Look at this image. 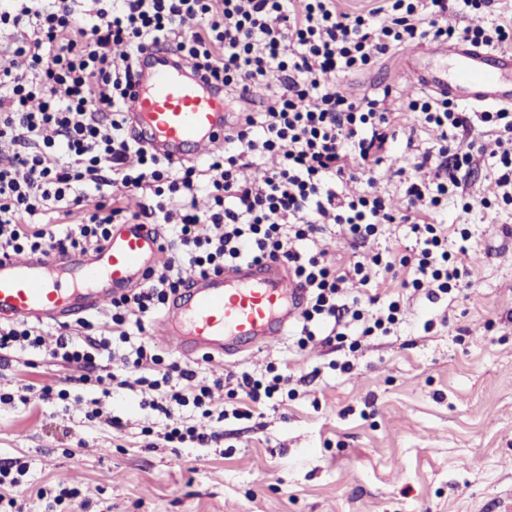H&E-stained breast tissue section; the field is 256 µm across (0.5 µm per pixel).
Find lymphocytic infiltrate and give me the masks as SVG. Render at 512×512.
I'll use <instances>...</instances> for the list:
<instances>
[{"label":"lymphocytic infiltrate","instance_id":"obj_1","mask_svg":"<svg viewBox=\"0 0 512 512\" xmlns=\"http://www.w3.org/2000/svg\"><path fill=\"white\" fill-rule=\"evenodd\" d=\"M383 8L385 24L371 12L338 11L336 0H107L89 14L71 0H10L0 9V26L29 25L38 33L25 45L0 43V88L14 101L12 111L0 114V256L94 251L116 223L178 228L176 238L163 240L144 284L113 298L106 321L60 326L51 354L76 366L80 383L91 382L98 359L113 352L115 338H127L128 326L144 331L146 320L181 293L185 264L203 275L241 261H285L306 290L304 311L291 330L301 351L319 339L345 340L352 321L365 337L388 333L398 322L400 300L366 309L353 289L368 285L376 267L404 268L402 287L432 303L459 284L447 227L415 213L457 195L456 179L432 181L428 174L472 164V150L456 141L476 118L495 134L502 165L479 202L512 200V113L475 118L445 99L411 101L409 111L439 147L396 169L407 202L397 218L366 167L390 156L397 117L386 111L384 95L352 97L341 78L415 40L502 43L512 39V21L490 34L480 26H450L448 0H384ZM160 42L191 58L212 83L265 93L263 109L235 114L205 170L171 161L128 134L136 54ZM21 55L30 59L28 70L14 67ZM270 154L280 158L276 167L264 165ZM245 167L252 168L251 178L241 177ZM149 187L150 198L144 194ZM202 187L211 198L204 211L197 205ZM89 189L101 203L81 223L64 229L29 223L41 211L72 215ZM397 219L409 224L415 239L409 253L361 252L364 241ZM330 225L354 247L342 267L317 245ZM44 348L43 331L31 322L0 324V352ZM119 363L113 384L139 393L143 407L167 419L175 407L188 405L211 416L217 388L262 404L290 382L285 373L261 380L244 372L200 383L194 363L162 364L144 341Z\"/></svg>","mask_w":512,"mask_h":512}]
</instances>
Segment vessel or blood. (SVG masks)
Here are the masks:
<instances>
[{
    "mask_svg": "<svg viewBox=\"0 0 512 512\" xmlns=\"http://www.w3.org/2000/svg\"><path fill=\"white\" fill-rule=\"evenodd\" d=\"M142 73L128 91L133 124L172 160L223 145L230 127L223 96L193 76L192 64L164 43L140 54ZM405 67L424 92L474 107L512 108V50L467 42L433 44ZM161 241L141 224L113 227L90 255L78 252L0 258V320L58 322L97 311L138 285L160 254ZM169 306L163 342L184 358L200 350L229 359L253 346L272 347L302 311L304 291L280 260L248 261L205 277Z\"/></svg>",
    "mask_w": 512,
    "mask_h": 512,
    "instance_id": "1",
    "label": "vessel or blood"
}]
</instances>
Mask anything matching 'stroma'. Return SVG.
Listing matches in <instances>:
<instances>
[{"label":"stroma","instance_id":"stroma-1","mask_svg":"<svg viewBox=\"0 0 512 512\" xmlns=\"http://www.w3.org/2000/svg\"><path fill=\"white\" fill-rule=\"evenodd\" d=\"M343 84L355 97L391 88L395 157L434 149L408 110L420 91L399 52ZM494 139L478 121L463 135L486 154L456 170L463 196L430 215L469 233L468 253L452 255L464 287L434 304L404 295L390 333L361 338L354 352L336 342L299 352L287 337L200 363L209 379L273 368L292 377L289 394L249 419L231 414L246 400L215 391L213 408L228 411L216 447L166 443L165 419L126 390L106 399L123 429L88 420L100 385L77 384V369L45 352L5 355L0 391L24 380L69 397L0 405V463L22 471L0 512H512V203L463 208L493 175ZM61 485L76 494L57 506Z\"/></svg>","mask_w":512,"mask_h":512}]
</instances>
